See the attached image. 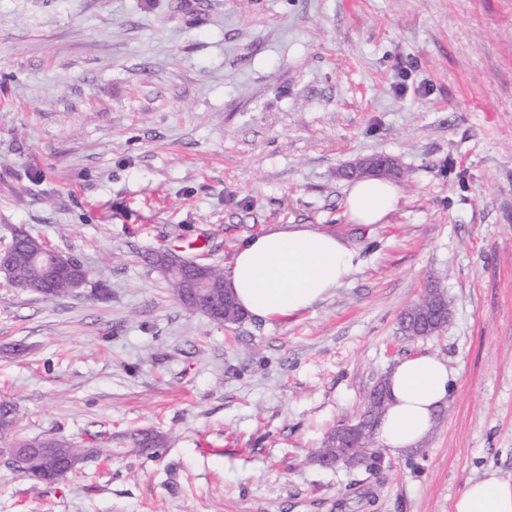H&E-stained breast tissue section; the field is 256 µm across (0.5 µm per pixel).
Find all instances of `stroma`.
Instances as JSON below:
<instances>
[{
	"label": "stroma",
	"instance_id": "1",
	"mask_svg": "<svg viewBox=\"0 0 512 512\" xmlns=\"http://www.w3.org/2000/svg\"><path fill=\"white\" fill-rule=\"evenodd\" d=\"M373 155L405 176L363 227L342 171ZM278 224L360 258L286 319L213 322L145 260L199 237L225 269ZM16 227L91 271L53 301L0 275L20 435L163 445L63 484L0 462V512H453L512 481V0H0V250ZM430 279L448 323L408 338ZM426 353L454 374L428 438L374 474L313 461ZM124 454H143L149 450L160 447L162 436L152 432H131L123 438ZM453 512H512V483L494 472L469 482L454 502Z\"/></svg>",
	"mask_w": 512,
	"mask_h": 512
}]
</instances>
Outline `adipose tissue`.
I'll return each mask as SVG.
<instances>
[{
  "instance_id": "1",
  "label": "adipose tissue",
  "mask_w": 512,
  "mask_h": 512,
  "mask_svg": "<svg viewBox=\"0 0 512 512\" xmlns=\"http://www.w3.org/2000/svg\"><path fill=\"white\" fill-rule=\"evenodd\" d=\"M400 192L391 181H354L345 198L352 223L369 226L394 212ZM357 249L348 240L308 224H284L245 236L224 280L251 316L288 318L333 296L359 268ZM389 407L376 437L398 455L421 444L432 432L447 402L453 374L431 354L397 362L388 377ZM453 512H512V482L496 473L469 482L453 504Z\"/></svg>"
}]
</instances>
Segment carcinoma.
<instances>
[{"instance_id":"1","label":"carcinoma","mask_w":512,"mask_h":512,"mask_svg":"<svg viewBox=\"0 0 512 512\" xmlns=\"http://www.w3.org/2000/svg\"><path fill=\"white\" fill-rule=\"evenodd\" d=\"M48 252L43 242L27 232L21 231L12 236L8 253L14 258V267L10 276L20 278L28 289L42 296L45 300H54L71 296L76 291V282L67 274L52 275L46 271L37 260V255ZM439 300L432 311H423V306L429 303V297L423 296L417 303L408 308L401 317L405 324L404 331L409 337L430 336L437 333L448 322V302L444 292L437 291ZM246 314L237 302H232V309L218 311L212 320L225 324H240ZM378 399L373 406H368L370 400H365L363 416L357 418L355 423L370 426L372 422L382 417L387 409L388 398L386 390V377H381L374 386ZM18 415L16 408L8 401L0 400V442H7L16 446L23 438L17 436ZM29 442L41 449V455L34 456L33 462L25 467L18 468L16 472L33 482L43 481L49 476L50 481L61 483L66 481L73 469L65 466L66 458L78 459L85 462L107 453L111 447L112 439L106 438L94 448H84L55 437H34ZM126 454H143L149 450L160 447L162 436L152 432H131L124 437ZM381 455L371 447L363 449L362 459L357 470L373 474L380 469Z\"/></svg>"}]
</instances>
